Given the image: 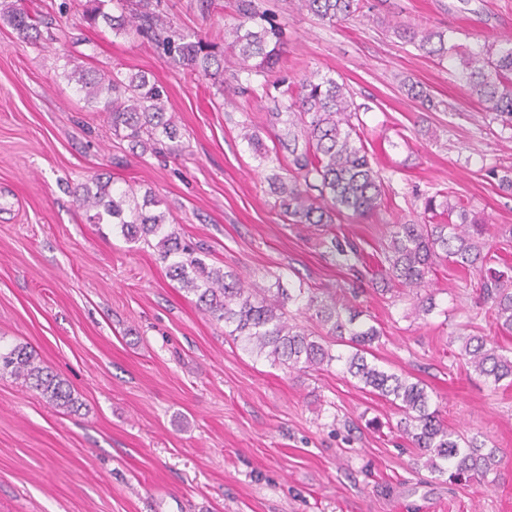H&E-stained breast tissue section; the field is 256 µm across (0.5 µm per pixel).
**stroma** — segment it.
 I'll list each match as a JSON object with an SVG mask.
<instances>
[{"mask_svg":"<svg viewBox=\"0 0 512 512\" xmlns=\"http://www.w3.org/2000/svg\"><path fill=\"white\" fill-rule=\"evenodd\" d=\"M53 40L24 44L0 22V344H25L69 385L76 411L0 375V512H512V386H494L459 358L463 336H498L466 271L445 263L423 294L436 307L363 284L356 304L383 335L380 366L422 381L448 427L496 449L492 482L449 483L416 465L401 415L343 376L270 365L224 333L170 279L156 247L89 223L74 188L100 174L154 194L183 243L246 285L305 283L320 295L351 286L324 227L291 224L269 179L284 173L278 107L264 81L314 73L345 84L366 146L387 184L381 205L336 232L382 256L394 225L421 221L423 198L455 192L485 216L494 269L512 273V194L490 168L512 167V130L483 112L460 77L400 38L427 25L477 50L512 36V0H362L333 24L291 0H254L279 22L283 46L246 92L231 75H189L153 40L90 25L80 0H33ZM173 30L225 51L236 0H162ZM143 72L163 86L183 150L159 158L113 136L87 108L65 62ZM417 82L433 99L405 90ZM251 124L268 150L240 136ZM263 149V150H264ZM512 349V335L498 336Z\"/></svg>","mask_w":512,"mask_h":512,"instance_id":"1","label":"stroma"}]
</instances>
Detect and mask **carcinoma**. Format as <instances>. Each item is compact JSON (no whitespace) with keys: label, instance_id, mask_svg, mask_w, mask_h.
I'll return each mask as SVG.
<instances>
[{"label":"carcinoma","instance_id":"cac0c4a2","mask_svg":"<svg viewBox=\"0 0 512 512\" xmlns=\"http://www.w3.org/2000/svg\"><path fill=\"white\" fill-rule=\"evenodd\" d=\"M107 2L112 3L114 12L104 11ZM127 2L85 0L83 17L93 23L100 19L117 34L135 28L153 39L170 62L193 74L207 76L211 65L222 70L229 64L249 76H265L278 63L282 28L258 11L253 0H238L237 23L231 28L232 40L222 60L207 51L202 39L172 31L160 0H137L133 14L126 11ZM360 2L294 0V5L299 11L336 23L360 11ZM0 16L23 43L51 38L48 22L30 12L22 0L4 5ZM396 30L430 56L460 58L462 77L484 111L494 115L503 127H512V36L470 51L450 43L444 32L432 28L398 26ZM64 77L76 83L87 107L105 113L113 135L127 140L132 148L141 149L143 154L182 150L163 90L146 75H126L119 69L100 74L75 66L64 70ZM281 96L275 112V119L283 124L278 140L288 142L291 160L289 176L274 175L272 187L282 213L295 224H334L345 215L361 217L374 212L386 188L368 156L363 131L354 123L359 107L346 85L315 74L297 88L281 91ZM75 199L78 208L89 213L88 221L112 222L129 242L149 244L151 239H158L159 259L166 264L169 276L196 297L205 313L224 322L225 333L242 342L249 353L299 371L342 363L345 373L397 406L402 413V434L419 450L418 459L429 472L448 474L459 482L485 479L496 470V451L484 454L482 443L449 429L431 408V396L422 382H412L368 360L381 333L360 320L361 312L351 302L357 291H352L350 299L335 295L323 299L301 285L288 290L250 288L235 274L208 266L194 250L182 245L167 224L166 214L155 211L159 204L156 198L146 195L142 202L131 205L129 191L118 192L110 181L96 175L75 191ZM423 207V223L395 225L384 265L372 273V280L394 281L413 292L425 286L444 260L466 270L482 271L489 252L488 221L442 190L424 197ZM445 214L448 221H436ZM328 248L339 265L349 270L363 262L356 248H345L335 235L329 238ZM479 290L498 332L511 335L512 277L489 270L480 276ZM290 304L300 314L314 312L326 335L314 336L290 322L286 310ZM336 342L349 347L348 353H332ZM459 356L494 385L504 380L512 385V355L505 354L494 338L463 337ZM5 373L22 386L39 391L55 408L70 410L76 405L69 385L24 344L0 347V374Z\"/></svg>","mask_w":512,"mask_h":512}]
</instances>
